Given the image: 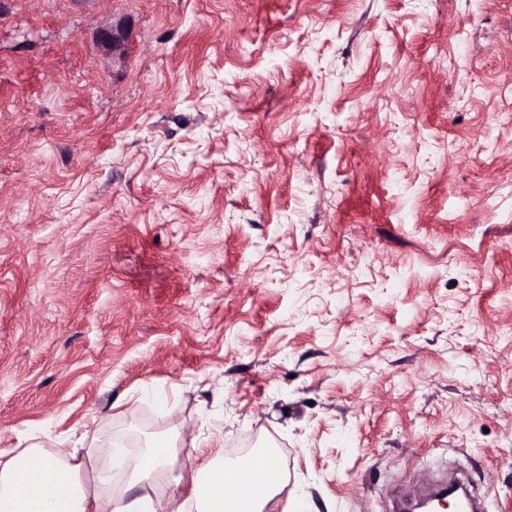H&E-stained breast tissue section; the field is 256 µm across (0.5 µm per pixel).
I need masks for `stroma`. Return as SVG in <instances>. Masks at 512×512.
Listing matches in <instances>:
<instances>
[{
	"label": "stroma",
	"mask_w": 512,
	"mask_h": 512,
	"mask_svg": "<svg viewBox=\"0 0 512 512\" xmlns=\"http://www.w3.org/2000/svg\"><path fill=\"white\" fill-rule=\"evenodd\" d=\"M43 430L512 512V0H0V448Z\"/></svg>",
	"instance_id": "obj_1"
}]
</instances>
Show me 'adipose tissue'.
Listing matches in <instances>:
<instances>
[{"mask_svg":"<svg viewBox=\"0 0 512 512\" xmlns=\"http://www.w3.org/2000/svg\"><path fill=\"white\" fill-rule=\"evenodd\" d=\"M176 441L150 440L133 454L104 445L82 456L38 433L27 448H0V512H268L281 491L273 449L241 459L219 453L185 469ZM116 469L127 477L121 494L112 490ZM185 482L188 495L177 494Z\"/></svg>","mask_w":512,"mask_h":512,"instance_id":"obj_1","label":"adipose tissue"}]
</instances>
